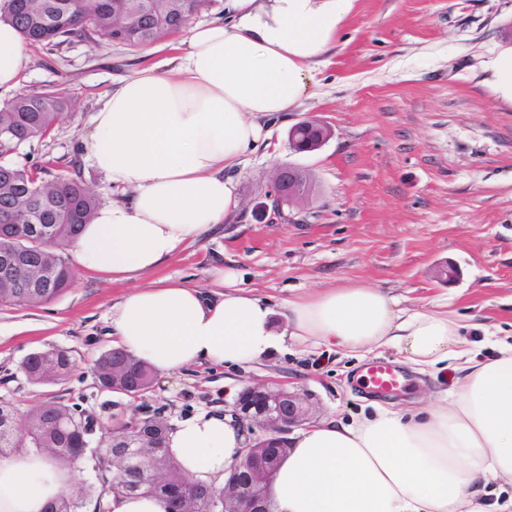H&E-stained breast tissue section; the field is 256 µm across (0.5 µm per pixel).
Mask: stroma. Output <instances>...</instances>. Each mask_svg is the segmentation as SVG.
<instances>
[{"instance_id":"1","label":"stroma","mask_w":512,"mask_h":512,"mask_svg":"<svg viewBox=\"0 0 512 512\" xmlns=\"http://www.w3.org/2000/svg\"><path fill=\"white\" fill-rule=\"evenodd\" d=\"M180 36L131 49L104 37L56 46L29 45L19 82L0 104L21 95L55 93L69 104L50 133L20 163L41 178L77 172L99 204L126 200L83 155L90 116L106 95L144 68L164 74ZM512 47V0H354L333 48L313 65V97L267 124V147L248 153L233 172L238 209L214 230L182 245L153 272L122 283L76 270L70 288L37 306L0 305V405L22 422L56 401L88 418L94 445L130 418L175 424L199 411L231 410L229 383L282 386L306 405L309 421L354 419L373 402L404 408L443 396L453 375L418 377L409 389L376 397L357 379L364 364L402 365L395 350L359 358L336 346L286 340L251 365H196L156 376L138 397L103 389L95 361L114 348L112 307L134 287L160 279L210 290L215 268L234 270L238 285L281 306L303 290L361 282L409 307L447 300L471 323L476 359L493 351L474 326L498 327L512 343V104L492 82L499 51ZM317 118L332 129L319 150L298 153L288 134ZM306 169L315 186L307 202L272 211L270 175L278 166ZM454 267L443 280L438 271ZM71 351L76 366L63 380L35 384L22 373L31 353Z\"/></svg>"}]
</instances>
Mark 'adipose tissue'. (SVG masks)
I'll use <instances>...</instances> for the list:
<instances>
[{"instance_id": "1", "label": "adipose tissue", "mask_w": 512, "mask_h": 512, "mask_svg": "<svg viewBox=\"0 0 512 512\" xmlns=\"http://www.w3.org/2000/svg\"><path fill=\"white\" fill-rule=\"evenodd\" d=\"M353 0H230L232 18L189 29L169 73L146 69L91 117L87 160L130 203L99 207L72 248L82 269L122 281L154 270L238 207L230 174L266 143L268 117L311 97L324 55ZM27 61L18 30L0 21V91ZM213 290L138 287L112 309L118 347L166 375L195 364L246 365L283 338L359 354L392 348L420 373H457L454 401L425 410L382 406L292 432L269 491L272 512H512V344L472 356L447 304L400 306L348 282L294 295L275 310L216 270ZM249 443L239 422L204 411L167 444L180 473L215 487ZM70 472L23 446L0 457V512H45Z\"/></svg>"}]
</instances>
